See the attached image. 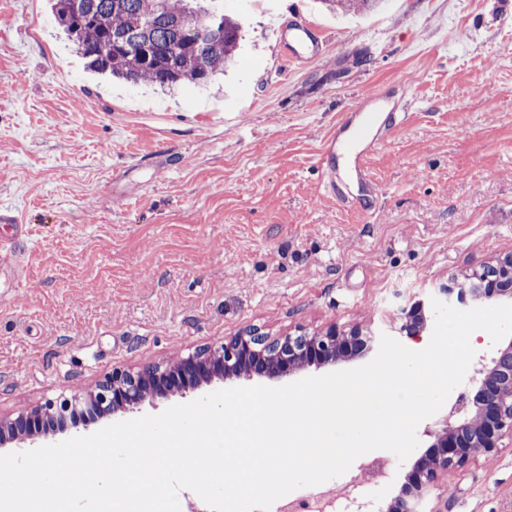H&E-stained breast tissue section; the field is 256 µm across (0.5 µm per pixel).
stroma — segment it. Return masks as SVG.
I'll list each match as a JSON object with an SVG mask.
<instances>
[{"label": "stroma", "mask_w": 512, "mask_h": 512, "mask_svg": "<svg viewBox=\"0 0 512 512\" xmlns=\"http://www.w3.org/2000/svg\"><path fill=\"white\" fill-rule=\"evenodd\" d=\"M48 4L0 0V213L27 227L22 281L0 269V419L250 329L377 324L512 253V0L347 18L217 0L242 18L239 62L171 93L91 72ZM293 5L328 51L281 77ZM375 86L408 118L369 161L367 216L326 198L318 150ZM424 512H512V436L440 477Z\"/></svg>", "instance_id": "35a3bbf8"}]
</instances>
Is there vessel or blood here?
Instances as JSON below:
<instances>
[{"label": "vessel or blood", "instance_id": "vessel-or-blood-1", "mask_svg": "<svg viewBox=\"0 0 512 512\" xmlns=\"http://www.w3.org/2000/svg\"><path fill=\"white\" fill-rule=\"evenodd\" d=\"M281 48L288 59L299 62L323 56L326 42L315 38L311 25L301 17L279 30ZM406 109L393 112L369 111L358 116H342L334 132L321 143L318 166L327 195L347 208L373 214L378 188L368 170L369 158L386 144L405 121ZM24 237L23 225L13 227L10 236L0 235V268L16 263V247Z\"/></svg>", "mask_w": 512, "mask_h": 512}]
</instances>
